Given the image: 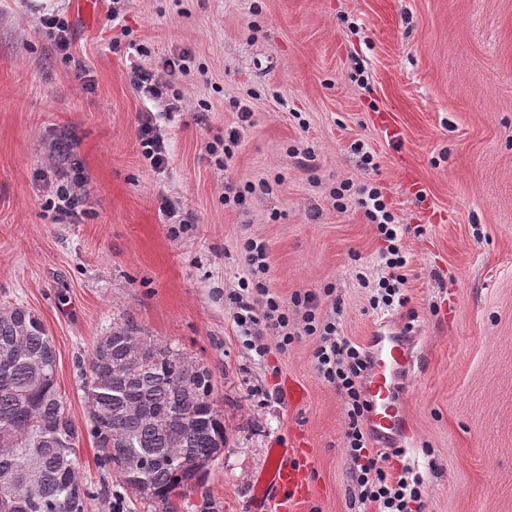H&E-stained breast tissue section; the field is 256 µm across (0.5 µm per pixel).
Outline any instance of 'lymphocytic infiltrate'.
Wrapping results in <instances>:
<instances>
[{"label": "lymphocytic infiltrate", "mask_w": 512, "mask_h": 512, "mask_svg": "<svg viewBox=\"0 0 512 512\" xmlns=\"http://www.w3.org/2000/svg\"><path fill=\"white\" fill-rule=\"evenodd\" d=\"M190 68L184 53L167 55L160 69H153L138 62H131L129 80L133 88L151 99H165L169 111L182 108L180 97L170 95L171 86L188 76ZM61 185L56 195L63 213L71 220L83 214L84 186L86 179L79 160H72L68 170L61 173ZM336 209H346L355 203L364 212L369 223L375 224L388 243L387 276L378 281L380 301L383 306H392L400 295L404 278L397 275L405 259L399 244V227L388 210L383 196L377 188L354 186L343 181L330 193ZM241 253L251 278L241 293L236 294L239 319L244 323L260 322L267 335L276 337L280 348H287L292 338L288 334V308L297 306L305 310V331L316 335L320 343L315 351L316 366L326 381L336 387L345 398L347 428L345 438L348 451L357 465L356 488L360 504H374L378 512H413L414 504L422 498L420 479L401 476L392 479L378 461L367 455L370 436L363 430V422L370 411V404L363 394V379L369 367V357L356 345L338 338L335 322L321 320L317 315L318 300L314 293L295 295L292 305H285L281 298L268 287L266 274L269 270L266 247L261 242L247 237L241 243Z\"/></svg>", "instance_id": "f902f5d3"}]
</instances>
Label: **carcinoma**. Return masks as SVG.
<instances>
[{
	"label": "carcinoma",
	"instance_id": "carcinoma-1",
	"mask_svg": "<svg viewBox=\"0 0 512 512\" xmlns=\"http://www.w3.org/2000/svg\"><path fill=\"white\" fill-rule=\"evenodd\" d=\"M56 364L35 314L0 311V512H88L94 497L80 477L81 430L59 399ZM83 389L102 464L143 498L167 504L186 493L224 449L210 370L129 323L98 341Z\"/></svg>",
	"mask_w": 512,
	"mask_h": 512
}]
</instances>
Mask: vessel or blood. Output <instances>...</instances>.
Segmentation results:
<instances>
[{
    "label": "vessel or blood",
    "instance_id": "1",
    "mask_svg": "<svg viewBox=\"0 0 512 512\" xmlns=\"http://www.w3.org/2000/svg\"><path fill=\"white\" fill-rule=\"evenodd\" d=\"M370 367L365 392L372 405L369 432L383 446L407 435L408 420L401 408L398 385L414 364L411 339L407 336H374L368 345ZM270 465L258 478L254 496L259 502H275L286 512L289 502H303L309 495L306 481L307 451L303 448H273Z\"/></svg>",
    "mask_w": 512,
    "mask_h": 512
}]
</instances>
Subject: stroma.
Returning <instances> with one entry per match:
<instances>
[{"mask_svg":"<svg viewBox=\"0 0 512 512\" xmlns=\"http://www.w3.org/2000/svg\"><path fill=\"white\" fill-rule=\"evenodd\" d=\"M99 2L89 21L80 0H0V309L40 318L80 426L81 369L113 324L210 370L223 453L169 504L124 492L126 512H254L269 448L300 440L301 512H376L355 498L344 397L291 305L306 291L354 345L376 329L414 334L402 391L412 436L385 468L422 477L425 512H512V0H127L117 26ZM51 13L69 23L68 51L40 22ZM174 51L190 74L184 111L169 113L132 88L128 66ZM240 103L251 124L223 169L207 147L240 127ZM146 112L166 132L160 173L137 138ZM64 129L85 169L79 224L46 210L49 146ZM305 151L314 170L299 164ZM228 179L270 190L228 206ZM342 181L378 187L404 225V305L374 306L386 243L358 206L333 207ZM247 236L265 244L268 285L291 305L288 349L237 321ZM292 382L301 404L283 392ZM79 448L90 512H112L121 481L89 435Z\"/></svg>","mask_w":512,"mask_h":512,"instance_id":"35a3bbf8","label":"stroma"}]
</instances>
